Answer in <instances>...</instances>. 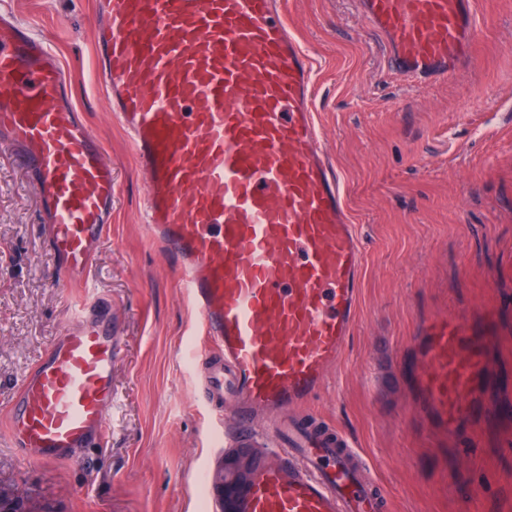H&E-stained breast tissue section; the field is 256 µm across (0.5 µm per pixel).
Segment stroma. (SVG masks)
Here are the masks:
<instances>
[{
  "label": "stroma",
  "mask_w": 512,
  "mask_h": 512,
  "mask_svg": "<svg viewBox=\"0 0 512 512\" xmlns=\"http://www.w3.org/2000/svg\"><path fill=\"white\" fill-rule=\"evenodd\" d=\"M47 34L80 115L113 168L112 222L91 272L117 325L109 443L41 464L7 436L24 373L59 335L78 289L45 248L34 186L0 145V480L50 512H221L214 442L197 400V315L140 221L145 177L93 86L94 0H9ZM316 68L314 108L365 248L358 322L314 408L348 435L392 512H512V0H478L475 63L417 87L388 67L354 0H285ZM496 316L493 427L472 448L434 433L398 358L443 314Z\"/></svg>",
  "instance_id": "1"
}]
</instances>
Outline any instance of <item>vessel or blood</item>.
<instances>
[{"label": "vessel or blood", "instance_id": "obj_1", "mask_svg": "<svg viewBox=\"0 0 512 512\" xmlns=\"http://www.w3.org/2000/svg\"><path fill=\"white\" fill-rule=\"evenodd\" d=\"M477 0H356L391 69L425 86L473 59ZM97 86L147 176L142 219L207 341L201 401L237 447L270 441L232 512H389L353 443L303 420L343 359L365 252L312 107L314 62L284 0H95ZM36 23L0 0V141L33 183L66 284L112 216L104 147L68 99ZM492 316H439L404 353L422 412L464 436L486 417ZM110 331L75 305L10 403L13 448L53 463L98 444L112 409Z\"/></svg>", "mask_w": 512, "mask_h": 512}]
</instances>
